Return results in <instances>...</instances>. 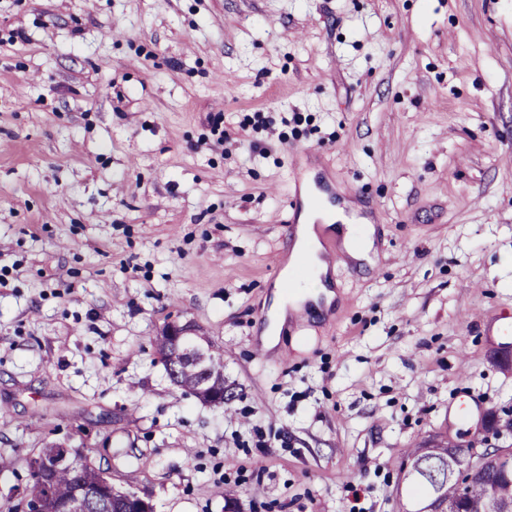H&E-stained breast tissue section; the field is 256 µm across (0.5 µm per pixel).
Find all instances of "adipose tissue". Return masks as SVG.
<instances>
[{
	"label": "adipose tissue",
	"mask_w": 512,
	"mask_h": 512,
	"mask_svg": "<svg viewBox=\"0 0 512 512\" xmlns=\"http://www.w3.org/2000/svg\"><path fill=\"white\" fill-rule=\"evenodd\" d=\"M323 218L325 225L334 226L337 235L341 236L343 245L349 256L361 259L367 256L373 247L372 225L366 221L352 222L346 216L343 207L335 206L316 214L304 211L298 227L296 250L306 252L312 269V278L308 285L297 288L292 295H285L283 290H276L271 307V327L264 329L261 335L262 344L266 349H273L278 343V331L288 317L289 309L300 308L306 302L331 303L334 293L329 290L325 281L327 279V266L319 258L322 250L320 240L314 230L316 218Z\"/></svg>",
	"instance_id": "1"
}]
</instances>
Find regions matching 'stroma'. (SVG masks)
<instances>
[{
	"mask_svg": "<svg viewBox=\"0 0 512 512\" xmlns=\"http://www.w3.org/2000/svg\"><path fill=\"white\" fill-rule=\"evenodd\" d=\"M310 165L376 253L266 350ZM508 325L512 0H0V500L54 441L155 512H396L408 451L512 442ZM197 349L198 362L203 363L205 361L203 368L197 364L196 353L191 344H186L179 353H176L168 361L163 357L161 360L167 377L172 384L203 402L209 403L214 401L217 396L223 397L224 359L221 355H215L209 351L206 358V349L199 345H197ZM173 359L176 361H173ZM169 362H173L177 366L175 379H172V375L169 373Z\"/></svg>",
	"mask_w": 512,
	"mask_h": 512,
	"instance_id": "obj_1",
	"label": "stroma"
}]
</instances>
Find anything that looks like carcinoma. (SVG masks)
Returning a JSON list of instances; mask_svg holds the SVG:
<instances>
[{"label":"carcinoma","mask_w":512,"mask_h":512,"mask_svg":"<svg viewBox=\"0 0 512 512\" xmlns=\"http://www.w3.org/2000/svg\"><path fill=\"white\" fill-rule=\"evenodd\" d=\"M177 366L176 378L171 383L205 403L224 394V359L207 355L205 365L197 364L194 348L187 344L173 356ZM414 478L409 481L413 497L429 503L454 501L462 497L465 512H487L489 499L512 500V464L506 473L494 472L469 485L463 475V460L453 458L446 449L417 448L410 452ZM101 467L88 462L80 473L68 467L59 468L53 478L50 492L40 488L34 471H29V482L16 496L0 502V512H57L59 503L74 497L79 484L93 485L99 479Z\"/></svg>","instance_id":"carcinoma-1"}]
</instances>
